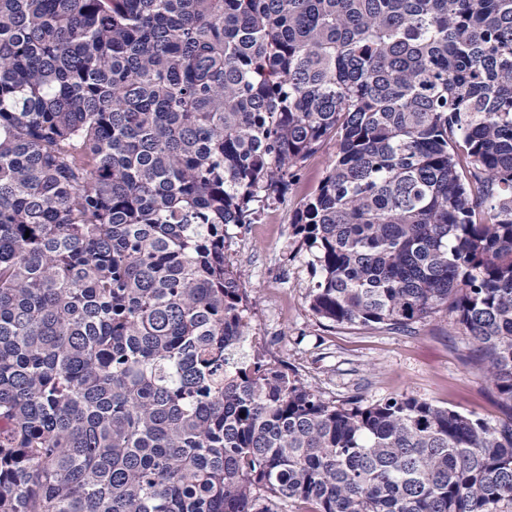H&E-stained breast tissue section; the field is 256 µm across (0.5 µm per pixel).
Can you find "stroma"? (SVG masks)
<instances>
[{"label":"stroma","mask_w":512,"mask_h":512,"mask_svg":"<svg viewBox=\"0 0 512 512\" xmlns=\"http://www.w3.org/2000/svg\"><path fill=\"white\" fill-rule=\"evenodd\" d=\"M335 151V143H325L304 161L288 194L260 208L255 223L231 229L228 255L254 302L252 325L268 356L331 400L406 394L492 425L503 420L484 380L466 365L465 347L446 317L402 333L334 325L311 311L317 278L292 224Z\"/></svg>","instance_id":"obj_1"}]
</instances>
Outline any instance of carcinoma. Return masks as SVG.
I'll use <instances>...</instances> for the list:
<instances>
[{"label": "carcinoma", "instance_id": "obj_1", "mask_svg": "<svg viewBox=\"0 0 512 512\" xmlns=\"http://www.w3.org/2000/svg\"><path fill=\"white\" fill-rule=\"evenodd\" d=\"M334 325L444 312L506 418L267 359L230 226ZM30 235H25V232ZM512 504V0H0V512Z\"/></svg>", "mask_w": 512, "mask_h": 512}]
</instances>
